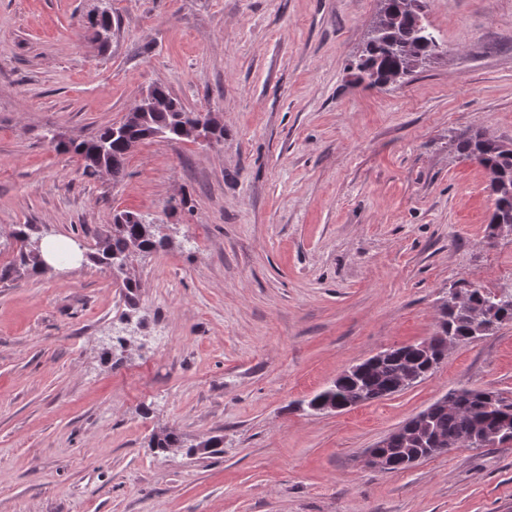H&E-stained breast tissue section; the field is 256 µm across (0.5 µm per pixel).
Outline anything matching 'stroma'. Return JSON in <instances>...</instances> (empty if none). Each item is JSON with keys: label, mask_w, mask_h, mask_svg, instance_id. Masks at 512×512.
<instances>
[{"label": "stroma", "mask_w": 512, "mask_h": 512, "mask_svg": "<svg viewBox=\"0 0 512 512\" xmlns=\"http://www.w3.org/2000/svg\"><path fill=\"white\" fill-rule=\"evenodd\" d=\"M423 5L438 54L369 87L349 66L378 0H0V512H512V445L363 463L453 390L512 403V322L395 395L305 406L431 336L448 289H512L489 174L455 150L512 143V0ZM159 84L223 140L144 141L117 181L56 149ZM124 211L167 240L133 308L91 259ZM21 224L81 247L30 274ZM166 429L180 450L150 448Z\"/></svg>", "instance_id": "1"}]
</instances>
